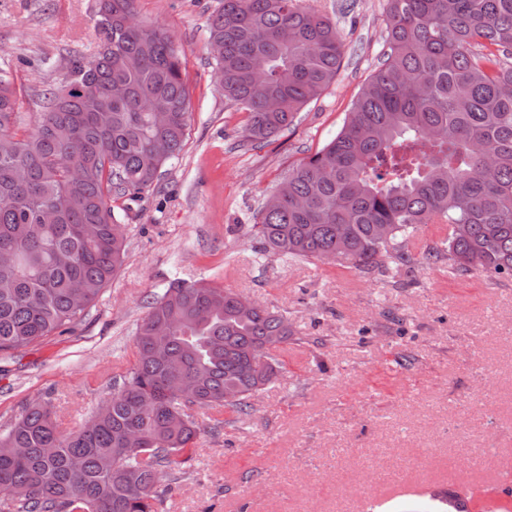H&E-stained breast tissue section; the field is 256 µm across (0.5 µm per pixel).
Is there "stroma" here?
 <instances>
[{
  "label": "stroma",
  "mask_w": 512,
  "mask_h": 512,
  "mask_svg": "<svg viewBox=\"0 0 512 512\" xmlns=\"http://www.w3.org/2000/svg\"><path fill=\"white\" fill-rule=\"evenodd\" d=\"M223 3L136 0L187 60L185 144L153 191L113 201L126 256L83 317L0 353V432L37 400L63 428L84 424L133 367L153 298L174 279L204 280L275 309L294 335L248 414L197 413L195 449L162 479L163 512H440L433 489L469 494V512L512 501L498 490L512 473V279L424 261L364 273L261 254L251 233L380 66L386 0H306L344 35L340 70L293 125L253 146L241 142L248 112L212 77L207 23ZM94 9L0 0V74L20 90L19 131L34 130L39 96L65 81L71 55L94 54Z\"/></svg>",
  "instance_id": "obj_1"
}]
</instances>
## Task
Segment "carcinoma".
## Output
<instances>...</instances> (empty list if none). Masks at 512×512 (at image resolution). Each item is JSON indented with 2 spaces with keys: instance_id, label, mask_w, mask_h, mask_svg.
Returning <instances> with one entry per match:
<instances>
[{
  "instance_id": "carcinoma-1",
  "label": "carcinoma",
  "mask_w": 512,
  "mask_h": 512,
  "mask_svg": "<svg viewBox=\"0 0 512 512\" xmlns=\"http://www.w3.org/2000/svg\"><path fill=\"white\" fill-rule=\"evenodd\" d=\"M383 22V63L336 136L265 203L258 250L411 270L420 226L449 224L423 259L512 276V0H387ZM208 28L222 48L214 78L249 112L250 143L288 127L341 66L343 33L302 0H224ZM94 29L96 53L72 56L31 133L14 128L19 97L0 75V251L12 252L0 265V352L83 316L125 256L112 197L154 190L184 147L185 58L168 32L137 19L135 0H96ZM292 335L229 288L171 283L137 327L134 367L81 428L61 429L35 403L0 433V448L20 449L0 453V502L159 512L162 478L195 447L192 411L248 413Z\"/></svg>"
}]
</instances>
